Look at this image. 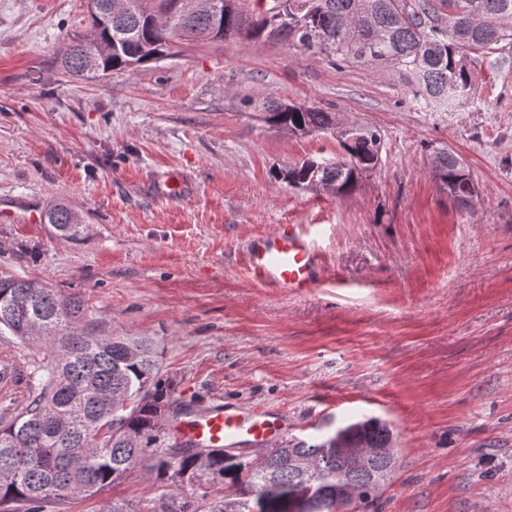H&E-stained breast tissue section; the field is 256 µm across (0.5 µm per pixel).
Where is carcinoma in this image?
<instances>
[{
    "instance_id": "obj_1",
    "label": "carcinoma",
    "mask_w": 512,
    "mask_h": 512,
    "mask_svg": "<svg viewBox=\"0 0 512 512\" xmlns=\"http://www.w3.org/2000/svg\"><path fill=\"white\" fill-rule=\"evenodd\" d=\"M95 38L65 43L60 62L68 74L94 78L128 71L131 63L156 61L182 41L266 38L303 54L321 55L336 65H361L395 72L407 79L413 100L454 112L474 98L465 59L503 56L512 45V0H273L258 17L241 4L209 16L186 10L190 0H159L164 19L149 24L144 0H93ZM223 31L218 37L213 27ZM260 119L269 127L304 136L333 128L332 115L317 106L284 99L266 100ZM341 152L333 159L308 157L275 179L293 189L312 185L338 195L354 191L362 175L377 168L382 143L372 126L339 129ZM433 176L462 208L478 196L464 162L448 147L432 148ZM58 237L73 241L84 225L66 205L45 214ZM44 352L37 367L36 394L26 410L0 428V503L21 512L72 498H92L122 483L134 469L163 487H193L205 480L224 486V496L208 512H291L303 500L314 512H331L327 497L348 476L368 507L374 484L388 466L384 457L368 459L346 473V449L363 442L388 448L389 425L367 417L350 422L317 443L301 440L270 448L251 460L226 448L197 453L180 444L170 454L171 428L156 427L157 414L174 402L173 381L163 372L164 348L150 336L129 331H98L89 308L75 293L64 295L30 278L0 277V331ZM301 457L303 469L291 461Z\"/></svg>"
}]
</instances>
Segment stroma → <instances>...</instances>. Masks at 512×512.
I'll return each instance as SVG.
<instances>
[{
	"label": "stroma",
	"instance_id": "35a3bbf8",
	"mask_svg": "<svg viewBox=\"0 0 512 512\" xmlns=\"http://www.w3.org/2000/svg\"><path fill=\"white\" fill-rule=\"evenodd\" d=\"M87 0H0V276L79 293L98 325L162 342L178 400L270 409L310 439L365 416L394 431L400 467L373 512H512V65L468 62L478 105L435 112L406 80L256 39L185 43L98 79L64 72L89 38ZM269 97L371 124L382 161L356 190L292 189L273 174L335 157V133L298 136L254 111ZM479 186L459 207L432 146ZM78 241L28 223L56 204ZM297 224L324 280L256 284L246 247ZM43 351L0 333V425L32 399ZM156 512L140 472L46 512L113 498Z\"/></svg>",
	"mask_w": 512,
	"mask_h": 512
}]
</instances>
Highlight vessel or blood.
Returning a JSON list of instances; mask_svg holds the SVG:
<instances>
[{
    "label": "vessel or blood",
    "instance_id": "1",
    "mask_svg": "<svg viewBox=\"0 0 512 512\" xmlns=\"http://www.w3.org/2000/svg\"><path fill=\"white\" fill-rule=\"evenodd\" d=\"M247 264L258 283L284 293H301L321 279L317 252L310 240L293 224H280L253 240L247 248ZM284 414L227 408L215 413L180 418L175 437L205 448H224L250 443L265 446L287 430Z\"/></svg>",
    "mask_w": 512,
    "mask_h": 512
}]
</instances>
